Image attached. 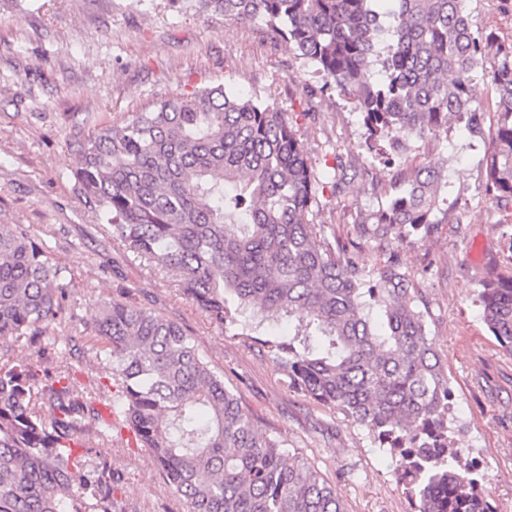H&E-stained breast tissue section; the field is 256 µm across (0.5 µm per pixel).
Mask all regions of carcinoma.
I'll return each instance as SVG.
<instances>
[{"label": "carcinoma", "mask_w": 512, "mask_h": 512, "mask_svg": "<svg viewBox=\"0 0 512 512\" xmlns=\"http://www.w3.org/2000/svg\"><path fill=\"white\" fill-rule=\"evenodd\" d=\"M181 2L262 22L360 114L361 147L374 156H403L448 133L452 118L481 133L473 85L488 72L495 108L482 185L498 207H512V41L479 26L462 0H395L389 30L377 0ZM79 148L75 180L113 238L172 274L209 320L264 337L289 390L371 431L413 512H497L455 447L445 362L400 260L389 255L367 277L306 220L319 192L340 191V157L318 173L286 113L222 84L103 126ZM448 187L445 161L408 160L357 237L382 250L429 237L448 213ZM58 277L28 229L0 225V341L41 343L62 307ZM475 304L512 352V271L490 268ZM284 319L297 321L294 332L267 336ZM93 333L112 361L107 408L123 406L189 512H346L286 440L258 430L178 323L117 296L99 306ZM37 381L30 357L0 364V512H112L118 479L74 447L86 422L105 425V416L77 393L73 374Z\"/></svg>", "instance_id": "carcinoma-1"}]
</instances>
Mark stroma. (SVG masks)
Here are the masks:
<instances>
[{
	"mask_svg": "<svg viewBox=\"0 0 512 512\" xmlns=\"http://www.w3.org/2000/svg\"><path fill=\"white\" fill-rule=\"evenodd\" d=\"M464 2L481 26L512 36V0ZM217 83L296 118L313 162L341 156V192L320 198L307 219L324 225L327 238L354 240L350 257L371 273L379 254L373 243L356 242L354 226L383 204L393 170L360 149L363 128L350 105L261 27L172 0H0V225L25 226L49 248L66 293L39 352L10 339L0 342V362L36 355L44 372L75 373L85 397L107 398L108 348L91 328L99 304L124 293L180 324L259 428L285 438L347 512H410L391 459L368 429L288 390L282 367L260 343L210 321L171 274L119 246L77 189L79 141ZM483 153L482 139L453 121L447 137L420 142L419 159L448 161V216L427 239L399 238L390 248L425 300L429 336L447 363L458 445L478 461L498 512H512V353L473 302L488 262L512 268V237L506 211L484 195ZM111 420L112 433L91 425L79 439L89 464L119 480L113 512H189L150 449L136 444L122 407L113 406Z\"/></svg>",
	"mask_w": 512,
	"mask_h": 512,
	"instance_id": "stroma-1",
	"label": "stroma"
}]
</instances>
